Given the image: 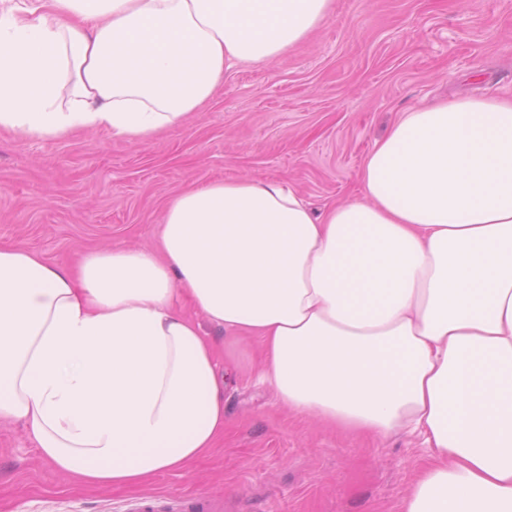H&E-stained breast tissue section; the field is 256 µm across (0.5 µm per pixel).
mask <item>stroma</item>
Instances as JSON below:
<instances>
[{"mask_svg":"<svg viewBox=\"0 0 512 512\" xmlns=\"http://www.w3.org/2000/svg\"><path fill=\"white\" fill-rule=\"evenodd\" d=\"M466 97L512 98V0H333L303 42L225 70L209 101L147 143L0 129V246L67 266L100 248L149 247L170 197L244 176L283 181L316 210L350 201L403 113ZM192 317L226 373L218 447L182 472L94 487L41 457L21 423H0V512H178L184 494L223 498L224 512H402L427 455L421 437H362L288 410L259 380L256 339Z\"/></svg>","mask_w":512,"mask_h":512,"instance_id":"35a3bbf8","label":"stroma"}]
</instances>
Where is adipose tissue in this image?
<instances>
[{
	"label": "adipose tissue",
	"instance_id": "obj_1",
	"mask_svg": "<svg viewBox=\"0 0 512 512\" xmlns=\"http://www.w3.org/2000/svg\"><path fill=\"white\" fill-rule=\"evenodd\" d=\"M332 0H26L0 9V127L134 144L183 123L233 63L305 39ZM255 337L298 413L422 437L403 512H512V100L405 113L360 194L314 215L278 180L166 204L156 246L77 266L0 247V422L88 485L181 471L224 437L216 344Z\"/></svg>",
	"mask_w": 512,
	"mask_h": 512
}]
</instances>
